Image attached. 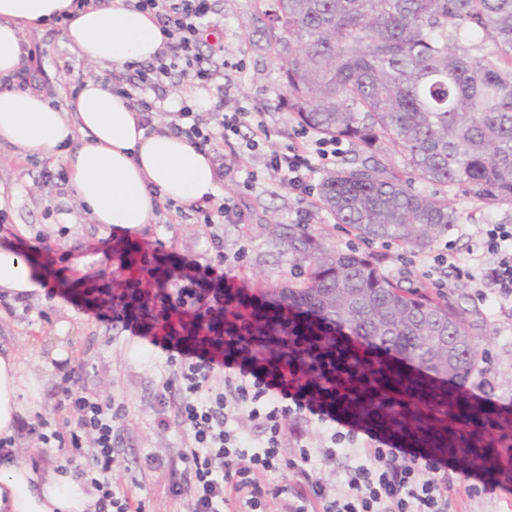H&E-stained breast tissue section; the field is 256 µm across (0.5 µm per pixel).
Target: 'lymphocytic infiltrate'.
<instances>
[{
  "mask_svg": "<svg viewBox=\"0 0 512 512\" xmlns=\"http://www.w3.org/2000/svg\"><path fill=\"white\" fill-rule=\"evenodd\" d=\"M153 16L165 37L161 51L133 75L116 77L113 90L136 106L144 128H152L153 101L172 73L204 86L219 74L222 41L210 40L212 0H128ZM250 134L240 148L222 153L221 144L240 128ZM171 134L214 153L218 175L246 170L250 153L264 145L269 130L259 113L237 106L222 113L218 125L200 117L184 99ZM341 152L335 138L306 136L300 145L269 155L267 168L280 184L308 192V178L328 167ZM485 258L480 261L481 301L512 300V224L482 230ZM211 261L168 252L163 241L140 250L139 263L154 287L141 280L94 285L93 296L78 305L99 319L120 322L135 333L161 327L157 346L171 368L157 395L159 408L178 394V423L190 439L183 449L184 469L171 478V498L190 499L191 512H455V481L441 458L403 447L399 439L348 420L344 403L361 399L367 413L382 406L367 391L338 385L342 364L313 360L296 364L291 353L299 339L282 323L279 344H264L250 312L232 309L225 286L233 262L218 233L210 235ZM62 395L75 416L73 429L61 432L47 420L24 424L43 448L70 445L84 462L76 478L97 491L96 512H145L142 501L112 481L118 463L115 423L121 407L98 393ZM346 460L339 481L325 479L326 467Z\"/></svg>",
  "mask_w": 512,
  "mask_h": 512,
  "instance_id": "obj_1",
  "label": "lymphocytic infiltrate"
}]
</instances>
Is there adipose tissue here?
Wrapping results in <instances>:
<instances>
[{"mask_svg":"<svg viewBox=\"0 0 512 512\" xmlns=\"http://www.w3.org/2000/svg\"><path fill=\"white\" fill-rule=\"evenodd\" d=\"M62 12L71 15L65 41L92 64L122 69L148 62L164 44L158 24L125 0L78 12L72 0H0V77L19 68L25 37ZM0 145L61 162L83 212L125 239L151 223L163 201L196 203L217 189L209 155L185 138L145 133L129 100L94 78L64 110L38 94L0 91ZM45 281L39 264L0 248L1 292L36 299ZM66 356L55 346L38 372L26 374L14 354L0 355V438L13 436L18 417L34 412L41 378ZM96 499L89 485L53 465L0 462V512H95Z\"/></svg>","mask_w":512,"mask_h":512,"instance_id":"1","label":"adipose tissue"}]
</instances>
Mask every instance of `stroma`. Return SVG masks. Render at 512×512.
<instances>
[{
	"label": "stroma",
	"instance_id": "stroma-1",
	"mask_svg": "<svg viewBox=\"0 0 512 512\" xmlns=\"http://www.w3.org/2000/svg\"><path fill=\"white\" fill-rule=\"evenodd\" d=\"M271 6L272 0H213L212 19L220 25L224 56L232 66L214 85L193 91L203 112L214 111L221 94L229 93L240 105L261 113L270 132L263 153L249 162L250 170L258 175L253 189H245L238 175L217 182V199L235 198L244 212L241 223L216 226L224 238L225 253L244 254L230 272L231 288L245 300L261 301L271 289L296 282L299 268L278 245L275 235L293 226L298 211L311 210L305 230L327 249L363 254L386 276L415 288L432 290L436 279L447 283L450 301L470 312L475 347L490 364L493 386L480 390L481 376L477 373L466 383L445 378L438 386L453 391L463 402L483 404L490 410L491 420L499 423V430H479L474 447L484 446L497 432L512 436V426L501 423L502 417L512 416V309L499 308L491 301L477 302L475 283L467 278L475 271V257L482 251L484 225L512 224V210L492 208L458 190H449L448 201L459 222L448 235L437 239L436 245L448 248L453 264L432 274L423 252L394 243L364 241L349 227L335 222L317 193H296L270 176L265 169L266 153L295 145L302 129L297 115L281 102L285 62L269 47L260 23ZM64 30V25L52 23L24 40L28 46L40 44L47 78L42 94L60 109L85 79L103 80L111 74L110 69L83 60L64 41ZM63 170L62 164L39 155L22 157L12 148L0 147V212L7 218L6 223H0V248L17 249L46 269L57 258L64 267L63 279H50L37 302L10 310L0 305V354H16L24 370H31L37 359L47 354L60 324H67L62 374L42 385L38 417L64 426L67 413L60 407L63 376L75 373L80 387L123 408L115 482L143 500L146 512H188L186 501L171 499L166 488L170 477L182 470L179 452L190 441L177 424L164 429L156 424L155 395L169 372L166 352L125 331L121 324L97 320L70 300L72 294L101 280L130 277L133 268L116 242H105L98 225L82 213L69 180L60 177ZM158 239L167 250L181 255L202 261L212 255L207 228L189 210L179 213L160 207L155 223L136 232L132 242L144 245ZM87 255L95 258L92 269L85 277H77L73 262ZM474 447L457 444L442 453L456 470L458 512H512V450L498 447L479 457ZM153 459L159 461V468L150 467ZM471 484L482 487L480 496L466 495L465 488Z\"/></svg>",
	"mask_w": 512,
	"mask_h": 512
}]
</instances>
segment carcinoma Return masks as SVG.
I'll return each mask as SVG.
<instances>
[{"label": "carcinoma", "instance_id": "carcinoma-1", "mask_svg": "<svg viewBox=\"0 0 512 512\" xmlns=\"http://www.w3.org/2000/svg\"><path fill=\"white\" fill-rule=\"evenodd\" d=\"M271 17L288 110L366 154L319 186L336 223L366 241L419 251L458 223L448 196L416 191L396 173L393 152L435 186L512 209V0H275ZM288 252L301 282L271 292L276 307L263 319L275 321L286 306L313 349L335 327L439 378L461 382L477 370L465 310L390 279L362 254L324 251L303 231L288 233ZM430 336L465 343L440 350ZM348 357L365 364L377 394L426 390L421 380ZM413 417V438L436 448L472 444L467 432L448 437L434 415Z\"/></svg>", "mask_w": 512, "mask_h": 512}]
</instances>
